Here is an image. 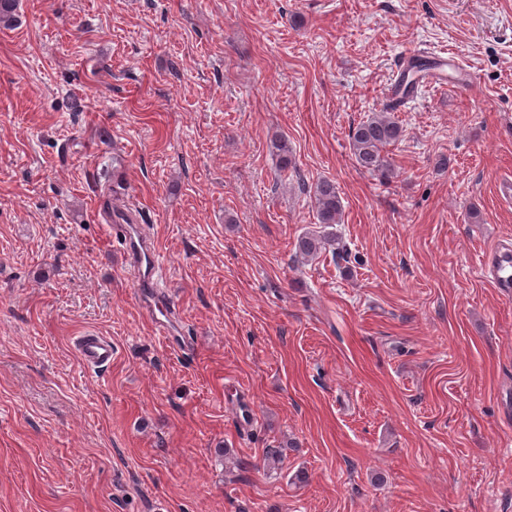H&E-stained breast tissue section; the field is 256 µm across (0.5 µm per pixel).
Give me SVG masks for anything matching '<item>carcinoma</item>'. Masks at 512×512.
Here are the masks:
<instances>
[{"instance_id": "obj_1", "label": "carcinoma", "mask_w": 512, "mask_h": 512, "mask_svg": "<svg viewBox=\"0 0 512 512\" xmlns=\"http://www.w3.org/2000/svg\"><path fill=\"white\" fill-rule=\"evenodd\" d=\"M395 111L397 105L392 103L358 123L350 131L353 153L359 166L370 173L378 174L384 180L392 172L384 150L403 136L402 126L391 116ZM313 197L318 222L323 227H331L340 222L344 205L334 182L326 179L318 181L313 188ZM327 250L340 257L345 251L344 245L332 232H307L299 236L295 243V256L305 261L312 260Z\"/></svg>"}]
</instances>
